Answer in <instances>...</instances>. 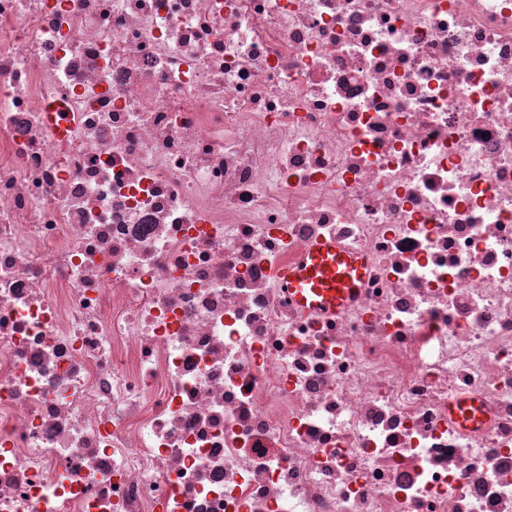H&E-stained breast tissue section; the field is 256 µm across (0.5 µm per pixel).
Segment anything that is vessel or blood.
I'll list each match as a JSON object with an SVG mask.
<instances>
[{"label":"vessel or blood","instance_id":"b4317fda","mask_svg":"<svg viewBox=\"0 0 512 512\" xmlns=\"http://www.w3.org/2000/svg\"><path fill=\"white\" fill-rule=\"evenodd\" d=\"M364 273V261L331 241L313 245L306 257L285 268L282 284L289 298L317 314L343 309L357 290Z\"/></svg>","mask_w":512,"mask_h":512}]
</instances>
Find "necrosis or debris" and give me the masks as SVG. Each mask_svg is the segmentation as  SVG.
Wrapping results in <instances>:
<instances>
[{
  "label": "necrosis or debris",
  "mask_w": 512,
  "mask_h": 512,
  "mask_svg": "<svg viewBox=\"0 0 512 512\" xmlns=\"http://www.w3.org/2000/svg\"><path fill=\"white\" fill-rule=\"evenodd\" d=\"M0 512H512V0H0ZM364 261L331 241L313 245L306 257L281 273L288 297L311 313L335 314L357 290Z\"/></svg>",
  "instance_id": "obj_1"
}]
</instances>
